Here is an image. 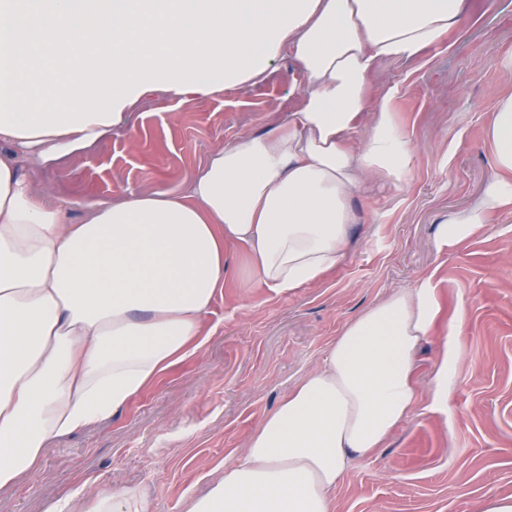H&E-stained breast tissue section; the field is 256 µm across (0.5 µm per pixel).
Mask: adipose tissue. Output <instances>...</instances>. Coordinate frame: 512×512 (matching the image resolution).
I'll use <instances>...</instances> for the list:
<instances>
[{
  "mask_svg": "<svg viewBox=\"0 0 512 512\" xmlns=\"http://www.w3.org/2000/svg\"><path fill=\"white\" fill-rule=\"evenodd\" d=\"M464 0H0V490L49 444L106 421L197 359L230 286L271 295L336 269L370 190L407 187L422 143L403 130L380 63L449 45ZM298 67L295 103L217 144L185 191L107 201L59 195L36 170L88 148L160 93L181 103ZM480 201L436 235L455 249L512 211V92H493ZM79 220H71L73 211ZM236 254V277L225 273ZM447 325L429 384L421 344ZM462 308L418 275L348 320L248 435L236 462L199 467L184 512H335L353 463L422 407L448 408L464 371ZM70 512H147L133 488L86 483Z\"/></svg>",
  "mask_w": 512,
  "mask_h": 512,
  "instance_id": "ef3b65f1",
  "label": "adipose tissue"
}]
</instances>
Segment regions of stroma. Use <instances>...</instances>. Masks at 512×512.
I'll list each match as a JSON object with an SVG mask.
<instances>
[{
  "instance_id": "1",
  "label": "stroma",
  "mask_w": 512,
  "mask_h": 512,
  "mask_svg": "<svg viewBox=\"0 0 512 512\" xmlns=\"http://www.w3.org/2000/svg\"><path fill=\"white\" fill-rule=\"evenodd\" d=\"M465 17L450 47L374 73V91L399 85L406 134L434 148L416 157L404 193L376 188V214L355 225L352 247L326 280L281 296L226 289L200 359L172 368L106 422L52 444L24 482L0 491V512H47L82 478L124 482L150 512H182L185 492L205 485L199 459L232 464L340 326L422 273L434 274L447 309L464 308L468 368L453 379L447 415L420 413L346 472L336 512H474L482 498L512 495V265L498 261L512 252V214L458 250L436 245L440 221L482 195L491 92L505 85L495 62L512 52V0H465ZM478 57L485 67H474ZM296 77L286 58L252 89L182 105L149 95L125 113L121 130L45 165L44 175L60 194L83 200L181 190L215 142L287 111Z\"/></svg>"
}]
</instances>
